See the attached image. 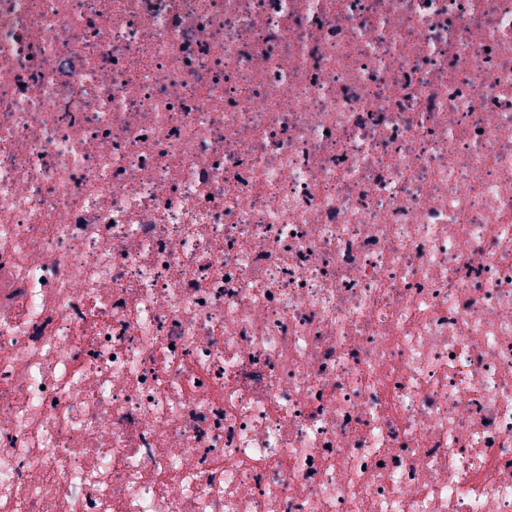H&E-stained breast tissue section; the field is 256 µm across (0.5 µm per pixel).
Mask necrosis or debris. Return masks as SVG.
<instances>
[{"instance_id":"obj_1","label":"necrosis or debris","mask_w":512,"mask_h":512,"mask_svg":"<svg viewBox=\"0 0 512 512\" xmlns=\"http://www.w3.org/2000/svg\"><path fill=\"white\" fill-rule=\"evenodd\" d=\"M0 512H512V0H0Z\"/></svg>"}]
</instances>
